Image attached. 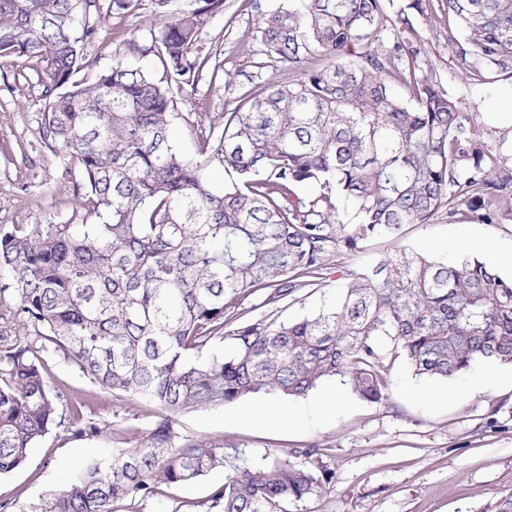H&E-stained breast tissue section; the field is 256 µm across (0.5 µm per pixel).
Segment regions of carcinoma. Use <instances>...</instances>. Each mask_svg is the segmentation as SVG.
Returning a JSON list of instances; mask_svg holds the SVG:
<instances>
[{"label":"carcinoma","instance_id":"obj_1","mask_svg":"<svg viewBox=\"0 0 512 512\" xmlns=\"http://www.w3.org/2000/svg\"><path fill=\"white\" fill-rule=\"evenodd\" d=\"M149 2L150 47L134 36L76 81L92 68L84 50L103 15H136L142 0H0V63L36 73L40 138L80 182L68 221L0 230L11 272L0 285V475L66 412L73 435L102 433L86 401L47 380L46 358L58 356L159 416L124 428L110 461L82 466L29 512H116L215 468L224 484L198 504L205 512H288L330 492L318 449L256 466L242 448L182 437L176 417L260 393L301 397L330 378L382 403L398 358L443 380L512 363V278L479 257L449 263L401 244L407 224L512 215V125L462 111L441 81L418 75L410 44L371 49L393 0H301L258 20L265 54L292 80L252 92L185 154L171 136L173 90L223 70L201 34L225 0ZM423 2L408 0L394 25L409 26ZM441 4L468 75L512 69V0ZM355 43L366 44L358 60ZM212 169L229 181L212 184ZM380 238L399 246L350 272L318 312L283 318L325 287L334 259Z\"/></svg>","mask_w":512,"mask_h":512}]
</instances>
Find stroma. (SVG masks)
Returning a JSON list of instances; mask_svg holds the SVG:
<instances>
[{
    "label": "stroma",
    "mask_w": 512,
    "mask_h": 512,
    "mask_svg": "<svg viewBox=\"0 0 512 512\" xmlns=\"http://www.w3.org/2000/svg\"><path fill=\"white\" fill-rule=\"evenodd\" d=\"M273 7L280 0H226L222 14L202 34L218 42L229 80L202 78L192 93H179L174 139L187 153L218 129L225 113L270 80L288 73L264 55L254 2ZM149 9L128 17L106 18L103 39L90 47L98 67L111 64L130 35L148 41ZM406 39L418 52L422 74L438 77L467 112L491 114L512 105L505 90L512 73L488 69L482 80L468 78L448 43L440 0L424 14H412ZM201 119L190 122V114ZM42 106L32 70L0 65V227L61 223L69 219L76 192L62 175L63 162L41 141ZM405 244L451 260L484 256L502 276H512V217L495 224H453L437 219L404 228ZM494 250L483 251V242ZM363 257L339 259L325 288L288 308V319L303 316L331 299L343 272L357 269ZM53 386L86 399L104 432L77 437L58 427L32 448L26 463L0 476V512H27L29 506L66 487L78 468L104 462L121 447L120 429L143 428L155 406L141 399L101 393L71 363L49 359ZM388 401L368 403L351 395L339 380L323 383L309 395L288 398L257 395L221 408L181 414L183 437L218 440L245 448L255 460L311 446L333 474L330 493L290 504L289 512H494L502 494L512 491V365L478 363L448 380L418 377L403 360L391 370ZM224 481L215 470L195 482L168 488L139 510L122 504L118 512H199L198 502Z\"/></svg>",
    "instance_id": "obj_1"
}]
</instances>
